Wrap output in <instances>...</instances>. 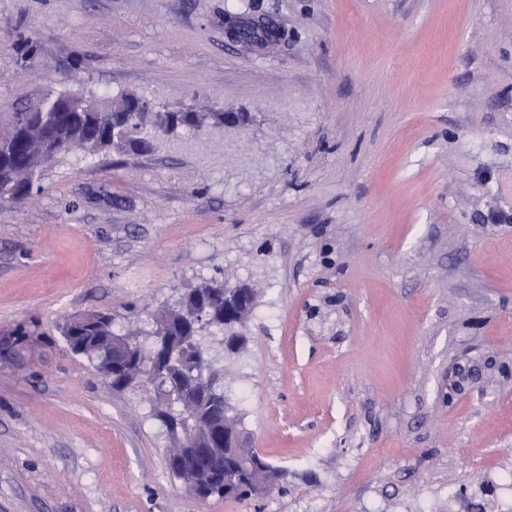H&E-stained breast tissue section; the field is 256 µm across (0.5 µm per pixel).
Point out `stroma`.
<instances>
[{"mask_svg": "<svg viewBox=\"0 0 512 512\" xmlns=\"http://www.w3.org/2000/svg\"><path fill=\"white\" fill-rule=\"evenodd\" d=\"M70 89L254 120L0 202V512H512V0H0V113ZM213 277L261 289L220 361L258 499L191 494L58 330Z\"/></svg>", "mask_w": 512, "mask_h": 512, "instance_id": "stroma-1", "label": "stroma"}]
</instances>
